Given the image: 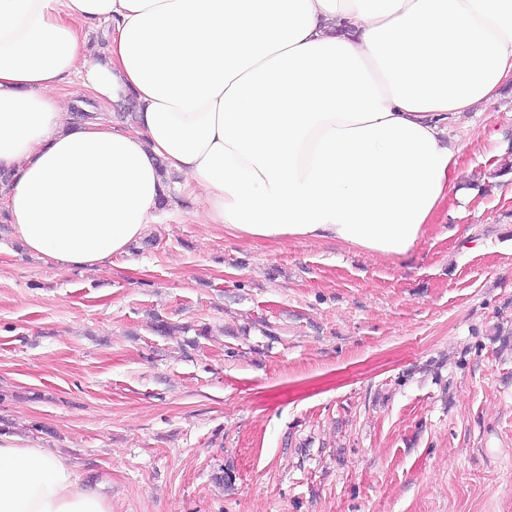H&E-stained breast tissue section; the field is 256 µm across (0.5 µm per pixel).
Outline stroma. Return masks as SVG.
Segmentation results:
<instances>
[{
	"label": "stroma",
	"instance_id": "obj_1",
	"mask_svg": "<svg viewBox=\"0 0 512 512\" xmlns=\"http://www.w3.org/2000/svg\"><path fill=\"white\" fill-rule=\"evenodd\" d=\"M448 136L487 182L402 258L226 236L181 179L99 271L0 226V431L112 512H512V88Z\"/></svg>",
	"mask_w": 512,
	"mask_h": 512
}]
</instances>
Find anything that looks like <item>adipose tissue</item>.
Wrapping results in <instances>:
<instances>
[{
  "label": "adipose tissue",
  "mask_w": 512,
  "mask_h": 512,
  "mask_svg": "<svg viewBox=\"0 0 512 512\" xmlns=\"http://www.w3.org/2000/svg\"><path fill=\"white\" fill-rule=\"evenodd\" d=\"M108 24L102 57L79 31ZM135 99L138 126L65 122L58 90ZM512 81V0H0V222L105 267L184 176L252 241L411 252L462 193L448 124ZM0 512H112L61 458L0 432Z\"/></svg>",
  "instance_id": "ef3b65f1"
}]
</instances>
